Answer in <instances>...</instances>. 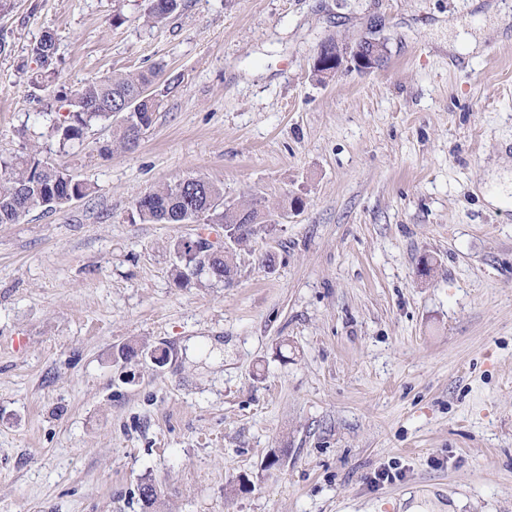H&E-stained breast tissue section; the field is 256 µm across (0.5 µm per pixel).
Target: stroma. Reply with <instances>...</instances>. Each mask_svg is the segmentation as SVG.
<instances>
[{"mask_svg": "<svg viewBox=\"0 0 512 512\" xmlns=\"http://www.w3.org/2000/svg\"><path fill=\"white\" fill-rule=\"evenodd\" d=\"M12 3L0 160L39 146L91 192L0 224V512H142L148 481L154 512H399L423 490L512 512V207L477 192L512 172V0H184L151 26L148 0ZM463 22L481 51L449 53ZM47 32L68 92L162 65L135 150L101 158L108 122L50 137ZM330 36L387 61L318 82ZM192 177L276 222L232 286L174 285L200 225L130 220ZM126 344L168 358L115 361ZM46 36L49 37L48 41L51 40L50 33H45L31 49L32 55L38 65V71L35 72L36 76L32 78L31 83L37 87H47L50 82L49 79L56 73L54 66L56 59L55 41L47 46Z\"/></svg>", "mask_w": 512, "mask_h": 512, "instance_id": "obj_1", "label": "stroma"}]
</instances>
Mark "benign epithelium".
<instances>
[{"instance_id":"1","label":"benign epithelium","mask_w":512,"mask_h":512,"mask_svg":"<svg viewBox=\"0 0 512 512\" xmlns=\"http://www.w3.org/2000/svg\"><path fill=\"white\" fill-rule=\"evenodd\" d=\"M387 58L384 42L374 38H363L355 44L338 42L319 47L313 65V74L321 82L337 75L345 65L362 72H371L383 66ZM239 231L234 229L224 233L222 238H208L218 250L230 251L238 246Z\"/></svg>"}]
</instances>
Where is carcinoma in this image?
Listing matches in <instances>:
<instances>
[{"mask_svg":"<svg viewBox=\"0 0 512 512\" xmlns=\"http://www.w3.org/2000/svg\"><path fill=\"white\" fill-rule=\"evenodd\" d=\"M182 6V0H150L148 21L159 23ZM38 65L32 84L48 86L55 73L56 47L40 39L31 49ZM161 69L117 74L87 83L74 93L60 94L68 101L64 119L52 125V131L64 148L84 138L86 130L98 120H113V142L101 149L105 158L112 156V146L128 151L136 146L143 133L151 127L159 103L150 92ZM89 185L76 179L41 156L35 147L0 162V224H16L31 209L29 202L37 195L48 196V209L60 207L88 195ZM222 187L204 178H185L151 189L133 203L132 220L142 224H224ZM173 252L188 255L203 251L200 238L178 237L172 242ZM208 271L197 274L184 260L173 264L174 284L179 288L191 284L222 283L237 273L236 251L219 252L206 258Z\"/></svg>","mask_w":512,"mask_h":512,"instance_id":"1","label":"carcinoma"}]
</instances>
